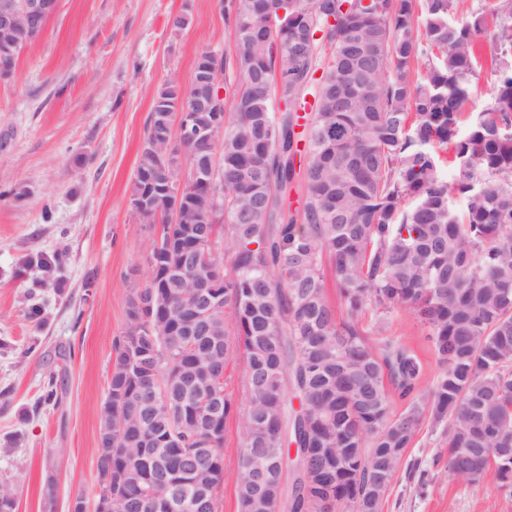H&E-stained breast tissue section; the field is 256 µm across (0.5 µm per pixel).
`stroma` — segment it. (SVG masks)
<instances>
[{
    "label": "stroma",
    "mask_w": 512,
    "mask_h": 512,
    "mask_svg": "<svg viewBox=\"0 0 512 512\" xmlns=\"http://www.w3.org/2000/svg\"><path fill=\"white\" fill-rule=\"evenodd\" d=\"M190 8L171 34L169 16ZM232 61L234 32L218 0H59L43 34L0 77V483L16 512H94L99 417L113 340L130 288L144 287L151 229L129 206L152 91L167 78L189 88L198 56ZM60 253L50 284L27 262ZM41 303L40 321L28 319ZM35 346L27 359L19 353ZM56 376L59 402L37 407ZM243 442L224 430L216 512H239L232 480ZM52 496H45L46 484ZM383 512H512L492 482L437 479L421 489L398 472Z\"/></svg>",
    "instance_id": "1"
}]
</instances>
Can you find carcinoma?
<instances>
[{"label": "carcinoma", "instance_id": "1", "mask_svg": "<svg viewBox=\"0 0 512 512\" xmlns=\"http://www.w3.org/2000/svg\"><path fill=\"white\" fill-rule=\"evenodd\" d=\"M458 2L288 0L281 18L280 0H228L238 83L215 127L224 210L197 223L208 186L185 182L184 223L161 211L162 245L148 246L149 265L170 275L130 290L99 426L112 432V512H215L233 414L244 429L237 487L258 469L282 471L297 448L292 486L267 492L272 510L352 512L363 493L382 512L426 421L446 431L449 479L475 484L482 460V479L512 496V0L465 13ZM486 72L489 99L466 116ZM279 74L294 77L284 82L300 94L294 112L271 107ZM209 95L174 78L154 90L129 202L165 204L178 178L153 129L186 96L195 122L214 127ZM191 244L206 260L173 274ZM28 262L48 278L58 268L43 252ZM211 279L198 297L194 285ZM398 310L413 314L439 366L426 391L418 354L386 335ZM235 357L242 408L224 389ZM408 476L421 488L438 478L417 462ZM307 479L321 484L311 496ZM15 507L1 483L0 512Z\"/></svg>", "mask_w": 512, "mask_h": 512}]
</instances>
